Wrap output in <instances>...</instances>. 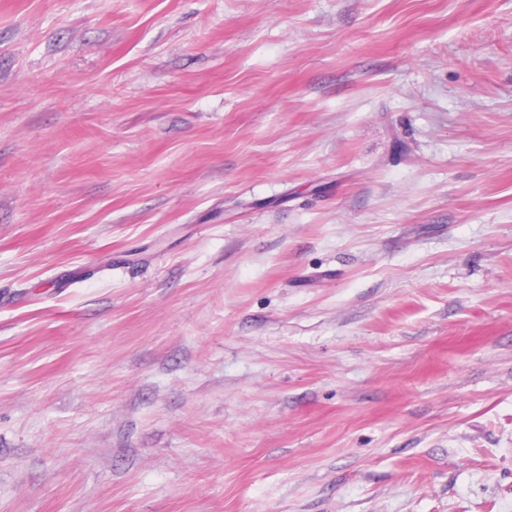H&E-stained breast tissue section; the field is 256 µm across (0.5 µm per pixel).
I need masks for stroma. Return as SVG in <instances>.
Returning <instances> with one entry per match:
<instances>
[{
    "instance_id": "stroma-1",
    "label": "stroma",
    "mask_w": 512,
    "mask_h": 512,
    "mask_svg": "<svg viewBox=\"0 0 512 512\" xmlns=\"http://www.w3.org/2000/svg\"><path fill=\"white\" fill-rule=\"evenodd\" d=\"M0 512H512V0H0Z\"/></svg>"
}]
</instances>
